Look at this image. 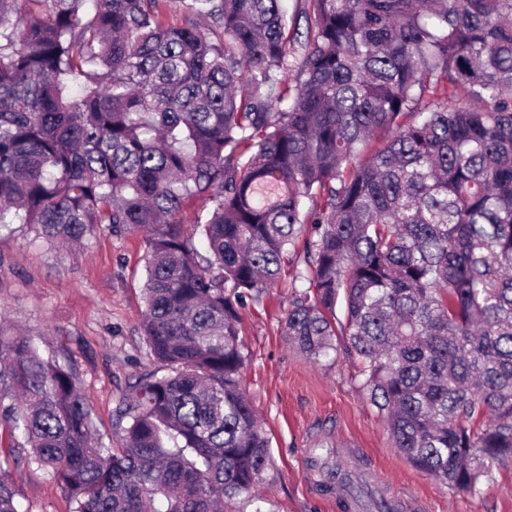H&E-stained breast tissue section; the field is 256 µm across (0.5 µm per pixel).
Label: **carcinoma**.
Here are the masks:
<instances>
[{
  "label": "carcinoma",
  "instance_id": "cac0c4a2",
  "mask_svg": "<svg viewBox=\"0 0 512 512\" xmlns=\"http://www.w3.org/2000/svg\"><path fill=\"white\" fill-rule=\"evenodd\" d=\"M174 1L207 27L164 25ZM50 2L21 29L0 0V228L144 233L142 331L167 373L120 398L107 448L76 376L0 321V460L49 470L74 512L249 493L271 440L240 307L300 249L283 334L357 363L413 466L492 487L512 462V0ZM16 495L0 466V512Z\"/></svg>",
  "mask_w": 512,
  "mask_h": 512
}]
</instances>
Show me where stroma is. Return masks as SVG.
Masks as SVG:
<instances>
[{"label":"stroma","instance_id":"1","mask_svg":"<svg viewBox=\"0 0 512 512\" xmlns=\"http://www.w3.org/2000/svg\"><path fill=\"white\" fill-rule=\"evenodd\" d=\"M146 262L142 234L105 225L71 252L26 224L0 233V319L73 372L90 400L96 436L108 446L122 434L119 399L157 367L140 330ZM291 298L285 278L242 310L243 385L270 434L272 467L249 494L225 503L226 512H254L261 498L273 512H338L336 502L321 497L319 476L306 463L321 442L333 448L340 469L372 496L395 501L399 512H512V464L477 494L450 489L412 466L368 403L352 360L311 361L283 336L280 320ZM13 476L23 512H74L46 471L30 465Z\"/></svg>","mask_w":512,"mask_h":512}]
</instances>
